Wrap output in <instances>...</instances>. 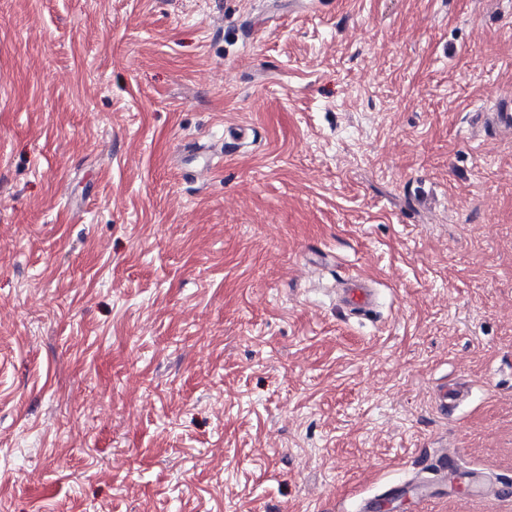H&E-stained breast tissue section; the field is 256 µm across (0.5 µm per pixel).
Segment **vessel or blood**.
<instances>
[{
  "instance_id": "vessel-or-blood-1",
  "label": "vessel or blood",
  "mask_w": 512,
  "mask_h": 512,
  "mask_svg": "<svg viewBox=\"0 0 512 512\" xmlns=\"http://www.w3.org/2000/svg\"><path fill=\"white\" fill-rule=\"evenodd\" d=\"M341 302L351 311L367 313L373 311L376 298L365 281L352 278L345 283ZM460 483L493 498H512L511 481H492L478 471L462 470L455 456L444 455L436 459L428 475L394 484L382 493L363 499L357 512H388L391 503L397 500L410 499L419 504L429 498L437 486L451 488Z\"/></svg>"
}]
</instances>
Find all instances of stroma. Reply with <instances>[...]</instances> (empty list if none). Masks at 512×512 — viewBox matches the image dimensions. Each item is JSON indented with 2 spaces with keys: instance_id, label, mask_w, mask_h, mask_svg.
<instances>
[{
  "instance_id": "35a3bbf8",
  "label": "stroma",
  "mask_w": 512,
  "mask_h": 512,
  "mask_svg": "<svg viewBox=\"0 0 512 512\" xmlns=\"http://www.w3.org/2000/svg\"><path fill=\"white\" fill-rule=\"evenodd\" d=\"M504 112L512 0H0V512L512 479ZM341 302L351 311L367 313L373 311L376 298L373 289L365 281L351 278L345 282Z\"/></svg>"
}]
</instances>
